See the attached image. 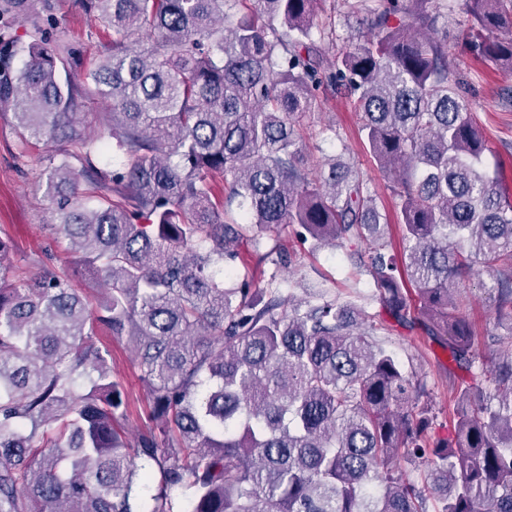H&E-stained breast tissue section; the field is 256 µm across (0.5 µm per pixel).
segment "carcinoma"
<instances>
[{
  "label": "carcinoma",
  "mask_w": 512,
  "mask_h": 512,
  "mask_svg": "<svg viewBox=\"0 0 512 512\" xmlns=\"http://www.w3.org/2000/svg\"><path fill=\"white\" fill-rule=\"evenodd\" d=\"M81 2L105 36L72 77L73 52L43 29L26 46L11 34L53 0H0V110L22 142L55 144V228L107 284L91 310L47 263L13 264L0 237V512H512V356L487 367L460 291L488 272L512 321V190L483 169L448 39L418 37L443 0H343L368 31L328 64L323 0ZM465 5L466 52L512 71V0ZM325 84L354 98L393 178L399 253L355 163L309 168L296 117ZM92 98L112 102L95 137ZM280 225L350 247L383 309L425 318L471 372L450 385L447 442L430 443L420 383L375 339L383 326L351 302L282 293L298 251L261 250ZM244 242L272 267L263 284ZM99 328L133 344L149 398L134 436ZM400 456L445 485L401 479Z\"/></svg>",
  "instance_id": "cac0c4a2"
}]
</instances>
